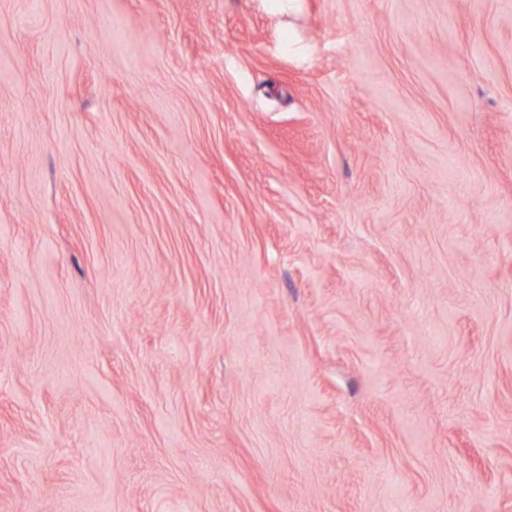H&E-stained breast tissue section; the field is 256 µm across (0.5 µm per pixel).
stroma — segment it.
<instances>
[{"instance_id": "35a3bbf8", "label": "stroma", "mask_w": 512, "mask_h": 512, "mask_svg": "<svg viewBox=\"0 0 512 512\" xmlns=\"http://www.w3.org/2000/svg\"><path fill=\"white\" fill-rule=\"evenodd\" d=\"M0 512H512V0H0Z\"/></svg>"}]
</instances>
